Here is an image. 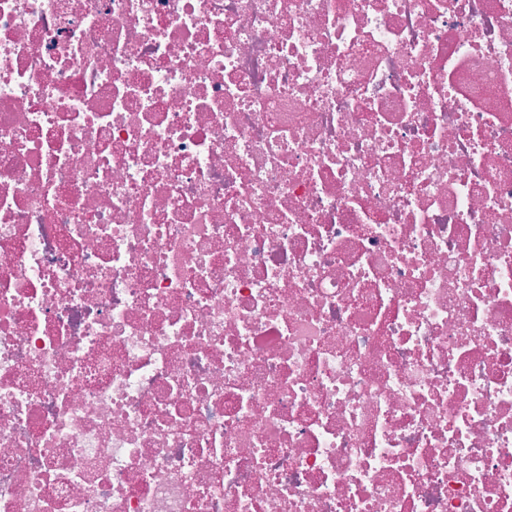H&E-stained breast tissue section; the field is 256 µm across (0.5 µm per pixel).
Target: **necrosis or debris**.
Here are the masks:
<instances>
[{"mask_svg":"<svg viewBox=\"0 0 512 512\" xmlns=\"http://www.w3.org/2000/svg\"><path fill=\"white\" fill-rule=\"evenodd\" d=\"M0 512H512V0H0Z\"/></svg>","mask_w":512,"mask_h":512,"instance_id":"obj_1","label":"necrosis or debris"}]
</instances>
